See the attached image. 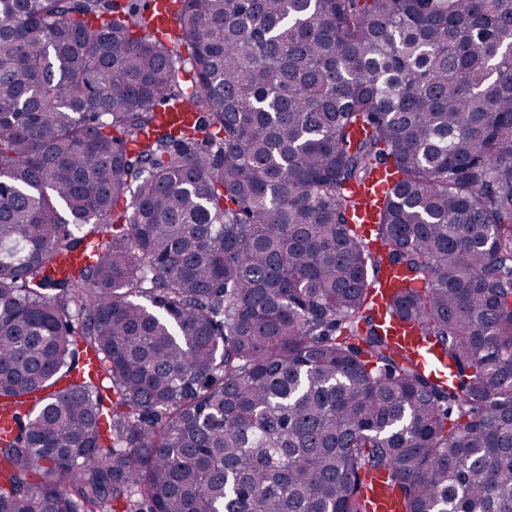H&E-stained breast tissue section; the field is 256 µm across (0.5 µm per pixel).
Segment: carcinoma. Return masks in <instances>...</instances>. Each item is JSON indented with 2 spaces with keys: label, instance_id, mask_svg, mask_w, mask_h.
Segmentation results:
<instances>
[{
  "label": "carcinoma",
  "instance_id": "obj_1",
  "mask_svg": "<svg viewBox=\"0 0 512 512\" xmlns=\"http://www.w3.org/2000/svg\"><path fill=\"white\" fill-rule=\"evenodd\" d=\"M175 22L0 0V512H512V0ZM197 113L186 104L175 103L174 105L167 106L159 114V120L163 125H180L185 123L194 122Z\"/></svg>",
  "mask_w": 512,
  "mask_h": 512
}]
</instances>
